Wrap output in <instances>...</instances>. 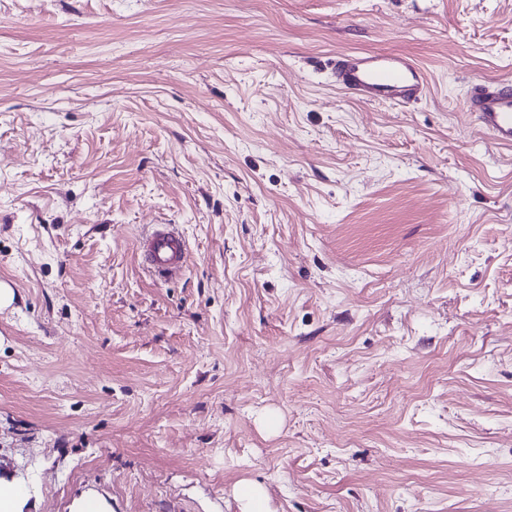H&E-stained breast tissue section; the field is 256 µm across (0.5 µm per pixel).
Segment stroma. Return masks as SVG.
Wrapping results in <instances>:
<instances>
[{
  "label": "stroma",
  "instance_id": "stroma-1",
  "mask_svg": "<svg viewBox=\"0 0 512 512\" xmlns=\"http://www.w3.org/2000/svg\"><path fill=\"white\" fill-rule=\"evenodd\" d=\"M367 51L427 98L339 90ZM500 78L512 0H0V476L31 512H512V150L464 106ZM331 66L336 85L367 102L406 106L427 96L423 68L404 54L344 53L336 55ZM141 242L146 267L159 277L182 271L186 245L182 237L161 224ZM234 494L240 503L241 512H267V500L261 485L244 480L236 485ZM71 512H112V505L103 496L89 492L73 501Z\"/></svg>",
  "mask_w": 512,
  "mask_h": 512
}]
</instances>
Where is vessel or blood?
Segmentation results:
<instances>
[{
    "label": "vessel or blood",
    "instance_id": "vessel-or-blood-1",
    "mask_svg": "<svg viewBox=\"0 0 512 512\" xmlns=\"http://www.w3.org/2000/svg\"><path fill=\"white\" fill-rule=\"evenodd\" d=\"M337 86L371 103L406 106L426 98L427 76L411 57L395 52L344 53L331 62ZM480 129L499 146L512 149V81L472 84L466 102ZM146 267L163 277L182 271L186 245L182 237L160 227L142 242Z\"/></svg>",
    "mask_w": 512,
    "mask_h": 512
}]
</instances>
